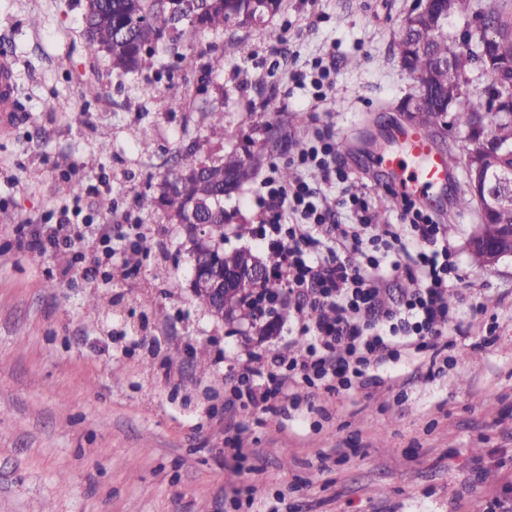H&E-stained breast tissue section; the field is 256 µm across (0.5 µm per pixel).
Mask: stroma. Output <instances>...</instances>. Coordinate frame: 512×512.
I'll list each match as a JSON object with an SVG mask.
<instances>
[{
  "label": "stroma",
  "mask_w": 512,
  "mask_h": 512,
  "mask_svg": "<svg viewBox=\"0 0 512 512\" xmlns=\"http://www.w3.org/2000/svg\"><path fill=\"white\" fill-rule=\"evenodd\" d=\"M84 3L0 0V52L16 56L29 110L26 122L0 130V226L52 224L66 208L78 224L134 219L168 237L164 249L130 256L128 280L105 283L59 279L60 254L37 257L0 235V512H227L237 477L225 446L237 434L250 449L255 489L240 512H448L452 489L463 493L461 512H484L488 490L512 481V262L486 268L470 257L477 216L457 204L466 131L451 124L434 136L457 162L434 191L432 212L448 227L461 274L448 294L465 312L452 335L457 371L443 382L402 365L344 401L324 395L310 409L248 408L225 419L233 381L225 354L244 362L261 353L256 366L265 368L288 329L261 341L250 324L204 312L190 288L184 228L137 205L180 147H215L192 103L172 99L170 83L186 82L223 99L225 148L262 141L253 109H268L288 133L287 153L264 152L254 181L225 201L236 214L224 227L225 250L265 255L237 230L256 223L255 195L270 167L291 164L320 132L335 138L336 164L351 175L328 191V204L373 190L375 209L397 223L377 157L401 151L403 107L418 92L394 51L415 0H283L263 24L236 29L251 57L208 34L192 59L163 52L154 71L138 76L113 72L105 53L89 48ZM214 47L224 67L206 77L201 66ZM313 59L334 80L324 101L303 80ZM88 84L98 99L82 95ZM145 131L156 134L148 155L135 147ZM104 198L111 208H100ZM91 294L107 305L124 297L150 316L162 307L164 319L151 316L147 330L162 337L160 348L126 353L87 308ZM493 319L497 337L483 343Z\"/></svg>",
  "instance_id": "35a3bbf8"
}]
</instances>
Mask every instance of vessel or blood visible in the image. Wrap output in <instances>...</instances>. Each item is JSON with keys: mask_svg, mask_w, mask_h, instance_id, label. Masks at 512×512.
I'll list each match as a JSON object with an SVG mask.
<instances>
[{"mask_svg": "<svg viewBox=\"0 0 512 512\" xmlns=\"http://www.w3.org/2000/svg\"><path fill=\"white\" fill-rule=\"evenodd\" d=\"M21 119L17 99L15 59L0 53V124L12 126ZM404 149L381 155L379 163L392 175L396 195L426 198L432 190L443 187L455 164L448 154L437 150L430 134L416 125L399 131Z\"/></svg>", "mask_w": 512, "mask_h": 512, "instance_id": "b4317fda", "label": "vessel or blood"}]
</instances>
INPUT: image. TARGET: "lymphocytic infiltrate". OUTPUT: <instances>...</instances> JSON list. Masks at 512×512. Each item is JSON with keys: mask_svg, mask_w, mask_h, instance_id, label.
<instances>
[{"mask_svg": "<svg viewBox=\"0 0 512 512\" xmlns=\"http://www.w3.org/2000/svg\"><path fill=\"white\" fill-rule=\"evenodd\" d=\"M298 162L317 167L325 183L343 182L336 165V143L322 138L301 150ZM261 220L252 234L272 260L273 284L250 301L259 318L288 305L295 336L273 355L267 371L243 365L224 392L228 412L252 407L268 411L277 403H295L299 392L326 393L344 400L367 389L381 371L426 359V377L435 381L457 365L447 329L460 328L464 312L448 300L458 267L446 225L403 198L397 224H369L362 216L366 199L351 197L360 221L342 224L324 203L318 188L302 179L285 182L270 174L256 198ZM19 249L37 256L48 250L70 254L59 278L74 272L112 281L118 253L145 251L141 225L101 229L69 222L19 224ZM406 275L415 283L396 309L385 306V273Z\"/></svg>", "mask_w": 512, "mask_h": 512, "instance_id": "f902f5d3", "label": "lymphocytic infiltrate"}]
</instances>
